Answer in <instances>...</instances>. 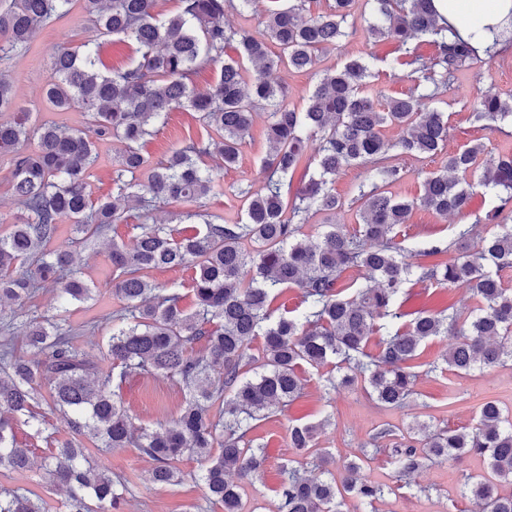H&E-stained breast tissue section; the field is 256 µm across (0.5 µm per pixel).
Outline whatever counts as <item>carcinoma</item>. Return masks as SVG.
Here are the masks:
<instances>
[{
  "mask_svg": "<svg viewBox=\"0 0 512 512\" xmlns=\"http://www.w3.org/2000/svg\"><path fill=\"white\" fill-rule=\"evenodd\" d=\"M169 14L157 0H0V55L27 49L39 27L68 15L79 4L87 21L85 40L59 45L51 55L48 102L66 111L78 105L89 117L83 130L54 122L36 128L20 105L10 81L0 74V155L10 157V187L20 209L16 221L0 222V302L26 306L40 284L59 288L55 314L7 326L23 337L30 355L0 344V465L20 472L30 468L26 451L14 445V423L43 433L36 405L49 387L53 410L72 438L59 441L46 458L47 474L69 490L65 512H115L129 492L126 480L86 455L82 436L98 451L133 446L155 465L147 480L180 483L185 474L171 463L183 455L204 460L197 477L208 501L223 512H244L241 483L258 473L262 448L245 440L253 420L283 410L303 390L301 370L332 363L341 374L330 387L361 383L376 404L402 409L414 393L422 345L436 337L454 341L442 355L448 370L467 374L512 364V289L498 272L512 269V154L483 157L481 144L448 153L443 166L427 174L420 194L396 197L388 187L405 171L400 157L437 156L448 143V116L426 105L445 94L454 73L468 65L490 64L495 53L469 42H448L433 0H366L369 35L390 40L412 67L410 93L377 103L368 94L373 76L370 57H351L319 81L299 111L288 105L286 87L272 83L277 68L316 70L320 56L356 33L355 0H331L314 13L310 0H286L268 11L263 28L225 23L226 11L244 15L256 0H178ZM104 37L136 45L137 58L122 69L102 71L99 41ZM429 37L435 56L411 51L414 40ZM230 47L235 57L224 59ZM215 67L208 87L193 86L191 76ZM269 112L267 178L258 190H239L242 214L232 223L208 213L186 212L179 221L198 219L204 231L175 234L164 224L140 229L127 249L112 242V294L122 306L111 317L106 357L99 364L76 344L66 328L69 305L92 297L94 288L73 269L71 246H89L114 224L125 221L116 203L93 198L88 182L97 159L96 142L106 136L123 147L115 160L112 184L118 196L148 209L157 203H197L222 191L219 172L234 167L242 142L250 135L256 109ZM187 109L198 115L203 133L188 137L168 158L152 165L141 144L169 113ZM512 116V104L483 96L475 104L477 121ZM397 126L401 137L390 142L384 129ZM36 139L34 149L24 145ZM318 171L297 188L288 177L301 167ZM354 164L369 166L350 200L338 196L334 177ZM147 172L143 185L133 182ZM492 190L496 204L475 224L458 229L445 248L447 261L415 265L403 256L397 229L423 208L446 217L469 207L473 188ZM355 210L357 224H324L316 238L305 224L318 212ZM68 220L73 239L49 248L57 225ZM191 268L194 310L182 305L177 288L159 289L144 272ZM357 270L367 282L348 293L336 287L339 275ZM439 284H466L479 306L463 313L421 312L408 323L398 300L412 277ZM300 289L301 316L273 318L272 302L285 288ZM262 338V353L251 344ZM205 342L206 354H193ZM377 351L371 352V344ZM133 374L172 378L185 390L179 417L168 426L137 430L114 399L112 383ZM320 425L289 429V447L304 453L315 445ZM475 454L487 471L466 478L465 487L482 512H512V417L494 400L482 403L470 428L430 431L417 423L393 448L399 479L416 480L428 463ZM366 446L342 462L344 476L324 478L302 465H288L284 502L277 512H344L355 498L373 505L384 489L361 477ZM0 512H47L46 501L28 492L0 494Z\"/></svg>",
  "mask_w": 512,
  "mask_h": 512,
  "instance_id": "carcinoma-1",
  "label": "carcinoma"
}]
</instances>
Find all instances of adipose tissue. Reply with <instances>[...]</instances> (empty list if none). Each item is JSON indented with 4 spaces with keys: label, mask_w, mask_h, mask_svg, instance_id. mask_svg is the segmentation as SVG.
I'll use <instances>...</instances> for the list:
<instances>
[{
    "label": "adipose tissue",
    "mask_w": 512,
    "mask_h": 512,
    "mask_svg": "<svg viewBox=\"0 0 512 512\" xmlns=\"http://www.w3.org/2000/svg\"><path fill=\"white\" fill-rule=\"evenodd\" d=\"M449 33L471 39L477 48L492 44L491 26L512 13V0H435Z\"/></svg>",
    "instance_id": "1"
}]
</instances>
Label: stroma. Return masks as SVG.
Listing matches in <instances>:
<instances>
[{
  "label": "stroma",
  "instance_id": "1",
  "mask_svg": "<svg viewBox=\"0 0 512 512\" xmlns=\"http://www.w3.org/2000/svg\"><path fill=\"white\" fill-rule=\"evenodd\" d=\"M86 22L80 9H72L67 18L42 28L31 42L27 52L0 60V74L8 78L16 97L30 112L31 125L46 121L56 122L69 129H82L87 116L81 109L59 112L49 106L44 88L51 77L49 59L53 48L61 43L79 44L85 37ZM372 55L374 76L371 95L397 96L407 92L412 85L410 69L397 65L399 51L389 41H369L365 30L338 43L320 58L319 70L335 69L349 57ZM490 93L502 101L512 103V43H504L492 65L465 66L456 72L444 96V110L448 116V148L456 150L473 142L484 143L491 154L512 153V118L496 123H478L472 118L473 106L483 94ZM266 118L258 116L241 149L239 163L226 170L221 180L219 195L202 199L201 204L210 214L229 218L236 216L242 202L236 194L240 183H252L261 187L264 182L262 160L267 152L265 136ZM200 125L193 112L178 109L171 112L166 123L143 145L142 152L150 162L164 159L176 145L196 135ZM121 149L120 143L106 139L98 145L99 158L91 170L89 181L94 196L112 200L116 193L112 185L113 165ZM491 196L484 189L474 193L469 211L465 214L440 217L419 208L413 211L408 224L403 225L397 237L405 249L417 251V263L432 264L427 251L433 245L445 244L453 238L462 224H472L475 215L484 214L490 207ZM177 204H159L148 212L129 210L127 220L112 225L106 237L133 247L136 227L140 224L169 223ZM84 279L95 285L93 300L75 303L70 307L68 324L75 331L77 344L90 355H98V347L104 344L108 327L104 317L119 309L120 302L109 288L111 263L103 244L79 249L75 252ZM55 297L52 284H44L24 308L9 304L0 305V340L10 339L16 354H24L25 348L19 337H6V322H21L33 316L46 315ZM399 303L407 318H414L423 311L439 312L454 307L468 310L475 307L478 299L464 284H437L411 281L405 288ZM326 370L303 369L304 388L299 398L288 408L272 418L259 422L249 434L256 445L266 450V460L252 481L246 482L243 500L247 512H275L283 497L282 469L295 459L294 449L288 446V426L292 423H313L320 430L316 449L329 460L328 468L333 475H341V463L359 451L362 444L383 428L401 435L415 423H425L431 429L470 427L475 423L476 411L488 400L498 401L502 409L512 413V367H500L489 371H477L458 375L439 370L420 376L416 393L409 406L401 410L386 411L369 397L363 388L347 389L332 395L323 390ZM118 401L131 418L134 426L154 429L161 424L172 423L179 416L184 404V391L177 380L133 375L116 387ZM15 443L28 449L34 467L16 472L0 466V493L17 488L32 491L48 504V512H65V489L51 485L39 464L49 455L52 446L44 435L35 434L24 423L14 427ZM102 463L113 475L129 480L130 492L120 512H222L206 498V488L198 481H191V474L200 473L201 461L182 457L174 465L188 479L179 485H154L144 477L152 462L139 449L116 448L102 455ZM486 462L483 457L472 455L463 463L451 461L429 465L417 484L403 486L385 494L374 505L358 500H348L347 512H475L476 501L463 494L462 486L467 475L483 473Z\"/></svg>",
  "mask_w": 512,
  "mask_h": 512
}]
</instances>
